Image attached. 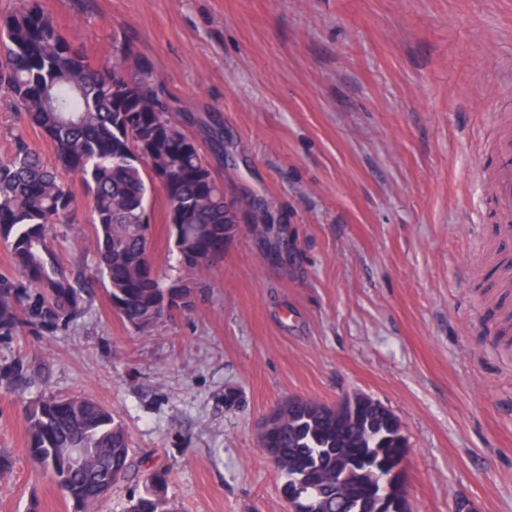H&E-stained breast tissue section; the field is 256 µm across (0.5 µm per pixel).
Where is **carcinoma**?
<instances>
[{
  "instance_id": "carcinoma-1",
  "label": "carcinoma",
  "mask_w": 512,
  "mask_h": 512,
  "mask_svg": "<svg viewBox=\"0 0 512 512\" xmlns=\"http://www.w3.org/2000/svg\"><path fill=\"white\" fill-rule=\"evenodd\" d=\"M1 97L49 138L55 163L46 165L20 135L0 160V244L21 276L0 277V335L23 325L65 328L91 294L90 281L68 277L49 245L53 227L74 223L78 210L59 168L92 195L95 280L130 329L152 330L172 289L151 256V195L164 191L173 253L188 275L224 257V196L197 140L172 118L150 66L129 44L94 63L37 0H15L0 17ZM26 430L32 463L78 512H94L105 487L133 467L123 425L91 398L40 399L26 413ZM260 444L285 488L304 485L308 512H336V499L365 497L372 459L381 454L392 467L408 448L396 416L366 397L341 412L293 398L266 422ZM167 482V473H153L129 512H176Z\"/></svg>"
}]
</instances>
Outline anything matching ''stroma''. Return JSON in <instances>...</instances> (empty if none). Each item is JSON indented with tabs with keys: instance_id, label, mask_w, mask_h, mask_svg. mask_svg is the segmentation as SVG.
Wrapping results in <instances>:
<instances>
[{
	"instance_id": "1",
	"label": "stroma",
	"mask_w": 512,
	"mask_h": 512,
	"mask_svg": "<svg viewBox=\"0 0 512 512\" xmlns=\"http://www.w3.org/2000/svg\"><path fill=\"white\" fill-rule=\"evenodd\" d=\"M97 61L123 42L169 94L242 229L190 307L135 334L95 286L84 314L0 338V512H74L28 456L25 414L81 395L125 426L137 470L96 512H127L150 472L178 512H289L259 443L282 402H380L409 440L413 512H512V299L487 257L495 226L477 177L512 114V0H41ZM23 131L0 99V159ZM222 142H215V134ZM53 230L71 275L96 236ZM159 274L179 276L162 191L151 207Z\"/></svg>"
}]
</instances>
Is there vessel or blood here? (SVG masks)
<instances>
[{"instance_id":"vessel-or-blood-1","label":"vessel or blood","mask_w":512,"mask_h":512,"mask_svg":"<svg viewBox=\"0 0 512 512\" xmlns=\"http://www.w3.org/2000/svg\"><path fill=\"white\" fill-rule=\"evenodd\" d=\"M497 219L496 247H512V133L505 134L493 169L482 172Z\"/></svg>"}]
</instances>
